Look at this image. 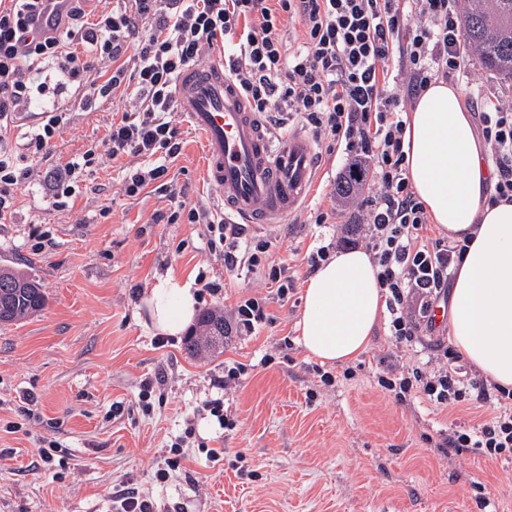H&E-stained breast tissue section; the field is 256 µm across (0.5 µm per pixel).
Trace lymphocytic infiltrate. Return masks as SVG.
<instances>
[{"mask_svg": "<svg viewBox=\"0 0 512 512\" xmlns=\"http://www.w3.org/2000/svg\"><path fill=\"white\" fill-rule=\"evenodd\" d=\"M45 3L0 0L1 220L12 214L17 190L35 179L51 207L65 211L88 173L132 157L139 164L122 179L125 196L164 185L176 202L168 223L206 225L208 250L223 257L229 276L261 274L287 301L294 286L287 265L262 260L271 240L186 203L167 179L181 152L177 79L220 48L225 73L252 111L267 120L301 115L328 149L359 168L353 205L385 292L388 334L409 350L422 342L467 246L426 233L429 216L406 177V102L433 80L467 78L460 0H118L94 15L87 0H68L61 29L40 34L34 22ZM290 23L299 27L294 46L284 37ZM118 92L127 109L103 145L38 177L51 140L73 120L65 99L79 96L88 111ZM32 111L37 119L14 148L11 127ZM480 122L496 196L512 199V102L484 100ZM267 303L260 295L239 298L230 314L237 335H256L270 322ZM459 359L441 346L423 368L386 364L377 384L400 403L423 400L450 416L464 406L477 411L474 425L451 423L445 447L458 456L512 459V389L462 375Z\"/></svg>", "mask_w": 512, "mask_h": 512, "instance_id": "f902f5d3", "label": "lymphocytic infiltrate"}]
</instances>
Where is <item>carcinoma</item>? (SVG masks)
Listing matches in <instances>:
<instances>
[{
	"mask_svg": "<svg viewBox=\"0 0 512 512\" xmlns=\"http://www.w3.org/2000/svg\"><path fill=\"white\" fill-rule=\"evenodd\" d=\"M463 45L483 66L512 79V0H467L462 14ZM47 295L40 280L23 271L0 267V325H11L41 312ZM224 315L204 311L184 350L197 355L211 348L212 328Z\"/></svg>",
	"mask_w": 512,
	"mask_h": 512,
	"instance_id": "carcinoma-1",
	"label": "carcinoma"
}]
</instances>
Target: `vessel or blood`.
<instances>
[{
    "instance_id": "1",
    "label": "vessel or blood",
    "mask_w": 512,
    "mask_h": 512,
    "mask_svg": "<svg viewBox=\"0 0 512 512\" xmlns=\"http://www.w3.org/2000/svg\"><path fill=\"white\" fill-rule=\"evenodd\" d=\"M177 107L204 138L205 178L223 191L221 216L275 224L309 196L316 179L313 145L294 128L272 142L224 62L196 64L179 79Z\"/></svg>"
}]
</instances>
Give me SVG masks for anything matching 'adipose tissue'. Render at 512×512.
<instances>
[{
  "label": "adipose tissue",
  "instance_id": "ef3b65f1",
  "mask_svg": "<svg viewBox=\"0 0 512 512\" xmlns=\"http://www.w3.org/2000/svg\"><path fill=\"white\" fill-rule=\"evenodd\" d=\"M408 180L437 228L468 240L449 296L454 348L480 373L512 388V200L495 196L497 174L458 90L437 80L414 101L404 135ZM153 330L182 333L199 305L192 283L157 277L144 298ZM385 308L365 249L337 252L304 284L298 342L337 367L365 353Z\"/></svg>",
  "mask_w": 512,
  "mask_h": 512
}]
</instances>
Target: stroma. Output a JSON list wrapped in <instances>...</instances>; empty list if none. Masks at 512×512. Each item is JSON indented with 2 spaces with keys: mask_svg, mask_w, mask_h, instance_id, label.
Segmentation results:
<instances>
[{
  "mask_svg": "<svg viewBox=\"0 0 512 512\" xmlns=\"http://www.w3.org/2000/svg\"><path fill=\"white\" fill-rule=\"evenodd\" d=\"M119 99L76 112L52 143L47 167L64 164L101 143ZM179 157L168 177L186 201L217 207L221 192L202 177L203 136L175 113ZM319 178L305 207L282 223L263 225L274 245L269 257L294 271L288 303L270 300V323L253 336L192 357L182 343L158 346L141 299L161 275L195 280L199 271L223 283L208 308L229 311L240 296L265 292L251 276L226 279L224 261L209 253L202 224L154 223L172 212L166 193L146 189L130 198L122 168L109 163L88 177L90 189L70 210L53 209L42 183L18 191L11 218L0 222V266L39 278L45 309L0 326V512H115L117 486L154 499L161 512H512V461L478 454H444L446 414L428 403H397L376 376L386 360L426 363L428 346L404 353L377 324L370 345L353 362L354 375L335 368L333 386L319 384L296 337L308 277L306 252L319 235L351 223L338 213L334 226L307 223L311 209H331V193L346 160L317 146ZM49 246L40 249V236ZM248 365L236 389L219 395L211 380L228 362ZM162 379V398L151 413L136 409L143 380ZM316 399H309V392ZM34 394L36 420L19 408ZM223 397L236 427L221 428L208 403ZM125 410L113 415V404ZM20 423L10 433L7 423ZM194 433L179 468L166 480L172 439L186 425ZM54 442L52 469L31 466L41 442ZM220 448L224 459L210 463Z\"/></svg>",
  "mask_w": 512,
  "mask_h": 512,
  "instance_id": "obj_1",
  "label": "stroma"
}]
</instances>
